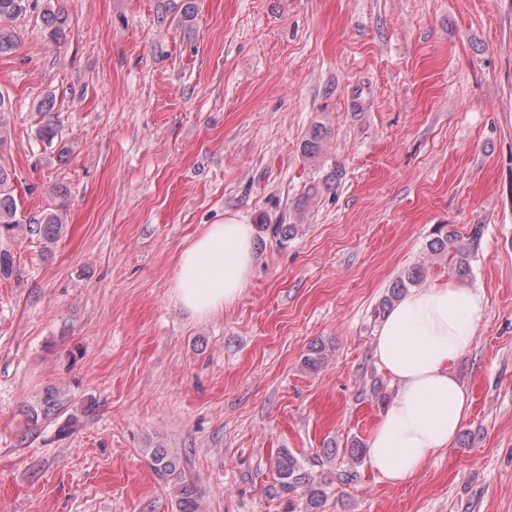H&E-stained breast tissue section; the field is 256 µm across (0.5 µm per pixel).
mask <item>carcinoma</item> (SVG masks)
Returning a JSON list of instances; mask_svg holds the SVG:
<instances>
[{
  "label": "carcinoma",
  "instance_id": "obj_1",
  "mask_svg": "<svg viewBox=\"0 0 512 512\" xmlns=\"http://www.w3.org/2000/svg\"><path fill=\"white\" fill-rule=\"evenodd\" d=\"M32 0H0V56L11 53L16 47V35L11 22L23 15L31 6ZM43 27L50 37L61 40L69 28L68 16L59 9L46 3L40 14ZM330 132L327 127L316 124L306 134L303 142L305 156L316 159L326 148ZM66 225L60 213L50 211L37 219L26 221L18 216V209L11 190V172L0 165V278L10 279L19 275L12 249L13 244L27 236H36L45 249L57 243ZM481 239V226L473 225L467 236L448 230V225L437 226L434 237L427 244V251L433 258L448 264L459 278H466L472 272L471 262L475 257ZM422 264L406 269L396 279L379 303L378 312H386L394 301L411 286L419 283L425 276ZM328 358L327 347L323 343L310 346L304 358V365L310 370L321 367ZM66 406V399L57 389L46 393L40 406L44 417L57 415ZM146 455L155 475L173 492L177 512H202V491L198 485L187 478L181 456L170 448H148ZM336 458V445H328L322 454L307 461L287 448L277 450L269 466L272 482L267 494L278 499L286 506L283 512H323L330 492L331 478L326 473L316 471L325 468Z\"/></svg>",
  "mask_w": 512,
  "mask_h": 512
}]
</instances>
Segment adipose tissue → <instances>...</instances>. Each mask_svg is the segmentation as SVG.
Masks as SVG:
<instances>
[{"label": "adipose tissue", "mask_w": 512, "mask_h": 512, "mask_svg": "<svg viewBox=\"0 0 512 512\" xmlns=\"http://www.w3.org/2000/svg\"><path fill=\"white\" fill-rule=\"evenodd\" d=\"M254 253L253 225L235 217L209 225L179 256L177 301L196 317L233 303L250 280ZM486 312L481 289L437 280L408 292L386 313L373 352L396 390L366 453L381 478L407 482L453 442L469 400L451 367L471 346Z\"/></svg>", "instance_id": "obj_1"}]
</instances>
